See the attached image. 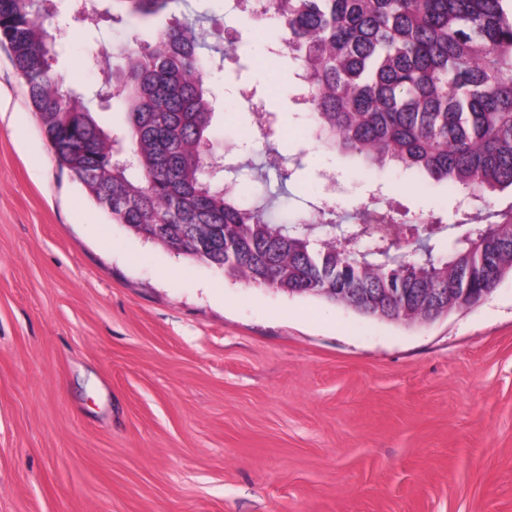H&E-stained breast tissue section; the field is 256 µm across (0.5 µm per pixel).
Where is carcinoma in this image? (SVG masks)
Returning <instances> with one entry per match:
<instances>
[{
	"label": "carcinoma",
	"mask_w": 512,
	"mask_h": 512,
	"mask_svg": "<svg viewBox=\"0 0 512 512\" xmlns=\"http://www.w3.org/2000/svg\"><path fill=\"white\" fill-rule=\"evenodd\" d=\"M114 23L148 17L177 0H88ZM508 0H255L243 14L285 46L280 72L309 87L306 134L367 169L392 165L430 177L479 200L476 217L448 256L435 239L447 228L433 210L418 219L437 231L402 247L393 226L404 216L369 198L359 223L374 232L343 248L336 238L338 205L285 215L252 160L261 188L248 204L230 190L200 147L213 142V103L205 86L210 52L239 53L220 38L217 19L175 20L154 42L132 48L87 46L99 87L126 121L106 129L84 95L66 86L48 63L58 28L45 21L55 6L42 0H0V40L11 49L28 86L41 130L60 168L112 218L135 235L157 225V244L241 280L248 286L349 302L356 288L390 294L386 320L424 319L402 313L400 293L421 288H494L512 275V207L494 211L487 195L512 189V8ZM122 155L105 150L108 138ZM238 249L236 264L225 246Z\"/></svg>",
	"instance_id": "1"
}]
</instances>
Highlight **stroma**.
<instances>
[{"label": "stroma", "instance_id": "35a3bbf8", "mask_svg": "<svg viewBox=\"0 0 512 512\" xmlns=\"http://www.w3.org/2000/svg\"><path fill=\"white\" fill-rule=\"evenodd\" d=\"M204 13L248 50L206 76L218 137L258 165L278 138L291 176L267 175L289 213L331 195L346 225L376 187L415 213L444 194L307 137L234 0L71 23L53 68L90 93L88 43ZM0 512H512V277L419 325L225 278L112 223L60 169L0 42Z\"/></svg>", "mask_w": 512, "mask_h": 512}]
</instances>
